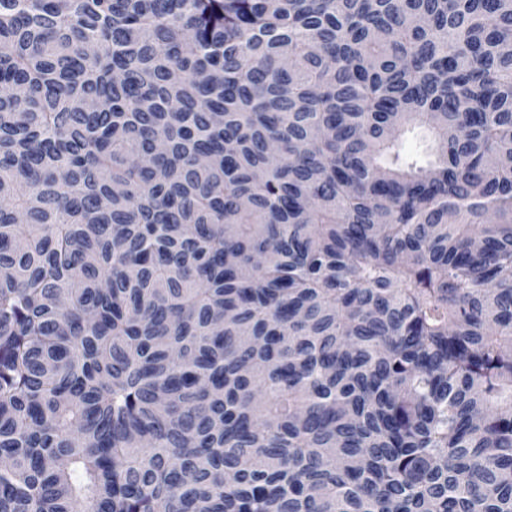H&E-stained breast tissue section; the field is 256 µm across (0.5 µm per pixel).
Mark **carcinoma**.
<instances>
[{
  "label": "carcinoma",
  "mask_w": 512,
  "mask_h": 512,
  "mask_svg": "<svg viewBox=\"0 0 512 512\" xmlns=\"http://www.w3.org/2000/svg\"><path fill=\"white\" fill-rule=\"evenodd\" d=\"M0 512H512V0H0Z\"/></svg>",
  "instance_id": "obj_1"
}]
</instances>
